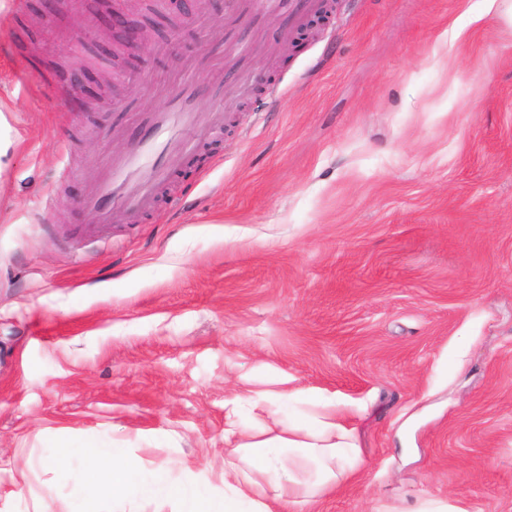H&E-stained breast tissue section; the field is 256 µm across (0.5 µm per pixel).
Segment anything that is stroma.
I'll use <instances>...</instances> for the list:
<instances>
[{
  "label": "stroma",
  "mask_w": 512,
  "mask_h": 512,
  "mask_svg": "<svg viewBox=\"0 0 512 512\" xmlns=\"http://www.w3.org/2000/svg\"><path fill=\"white\" fill-rule=\"evenodd\" d=\"M32 21L0 0V512H154L84 500L57 441L124 443L223 496L246 439L336 403L357 462L299 512H512V23L485 0H336L315 36L222 0L153 32L122 104L71 111L16 63L80 54L96 0ZM191 152L101 226L108 156L186 86ZM71 168L61 176L62 168Z\"/></svg>",
  "instance_id": "obj_1"
}]
</instances>
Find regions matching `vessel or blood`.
I'll return each instance as SVG.
<instances>
[{
  "label": "vessel or blood",
  "mask_w": 512,
  "mask_h": 512,
  "mask_svg": "<svg viewBox=\"0 0 512 512\" xmlns=\"http://www.w3.org/2000/svg\"><path fill=\"white\" fill-rule=\"evenodd\" d=\"M196 117L188 90L173 99L166 110L146 113L147 133L132 150L109 162L106 176L88 201L100 223L150 203L153 184L188 149Z\"/></svg>",
  "instance_id": "obj_1"
}]
</instances>
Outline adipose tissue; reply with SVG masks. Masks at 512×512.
Instances as JSON below:
<instances>
[{"label": "adipose tissue", "mask_w": 512, "mask_h": 512, "mask_svg": "<svg viewBox=\"0 0 512 512\" xmlns=\"http://www.w3.org/2000/svg\"><path fill=\"white\" fill-rule=\"evenodd\" d=\"M336 411L316 417L314 426L289 425L286 434L259 441L240 438L235 425L224 430V483L233 499L217 500L208 489L169 486L165 467L146 473L141 458L120 444L109 448L76 449L62 440L48 459L56 476L81 484L95 496L107 491L128 494L147 502L172 503L178 512H234V500L249 502L251 512H270L268 489H275L281 507L306 506L317 492L334 489L344 476L356 445L348 433H337ZM80 455L83 466L67 462Z\"/></svg>", "instance_id": "1"}]
</instances>
